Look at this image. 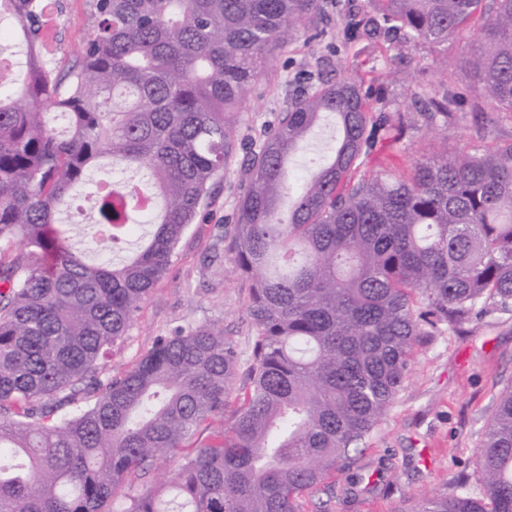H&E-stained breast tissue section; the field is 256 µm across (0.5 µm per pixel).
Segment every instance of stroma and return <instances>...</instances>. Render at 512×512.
<instances>
[{
  "instance_id": "obj_1",
  "label": "stroma",
  "mask_w": 512,
  "mask_h": 512,
  "mask_svg": "<svg viewBox=\"0 0 512 512\" xmlns=\"http://www.w3.org/2000/svg\"><path fill=\"white\" fill-rule=\"evenodd\" d=\"M342 12H332L319 43L288 45L271 57L268 68L253 83L242 106L238 147L230 169L214 184L211 202L200 209L187 228L176 255L156 290L142 303L133 324L106 362L104 375L132 366L157 337L187 326H221L240 350L252 334L244 313L249 283L231 261H211V247L230 231L237 196L245 187L241 152L260 132L276 124L288 102V83L305 78L306 65L326 55L332 78L359 72L367 86L381 89L385 77L374 69L375 59L403 55L399 91L431 76L440 60L454 67L449 91L467 88L469 76L460 66L475 32L447 49L399 46L345 35ZM50 41L51 61L64 70L78 58L95 19L91 0H59ZM469 122L438 128L412 147L421 155L449 147H472ZM512 387V311L495 310L467 325L464 331L440 326L419 337L412 365L396 399L379 426L365 439V450L354 466L362 479L349 483L337 473L326 490L305 498L304 512H318L327 502L330 512H404L414 501L452 492L456 477L469 472L472 484L480 476L472 461L497 398Z\"/></svg>"
}]
</instances>
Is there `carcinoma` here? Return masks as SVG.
<instances>
[{"instance_id":"1","label":"carcinoma","mask_w":512,"mask_h":512,"mask_svg":"<svg viewBox=\"0 0 512 512\" xmlns=\"http://www.w3.org/2000/svg\"><path fill=\"white\" fill-rule=\"evenodd\" d=\"M53 0H0L28 79L0 57V512H303L350 469L394 402L417 338L512 310V0H365L347 28L439 48L479 30L468 93L439 80L403 110L353 72L289 91L252 143L225 251L250 282L249 353L213 325L101 365L171 265L234 158L241 107L270 56L321 41L327 0H93L66 74L35 43ZM493 116L482 111V102ZM478 118L483 147L368 168L380 144ZM48 107L68 118L60 137ZM326 160L290 179L325 119ZM85 239L59 218L89 183ZM160 459L168 483L133 494ZM478 493L409 512H512V387L475 456Z\"/></svg>"}]
</instances>
